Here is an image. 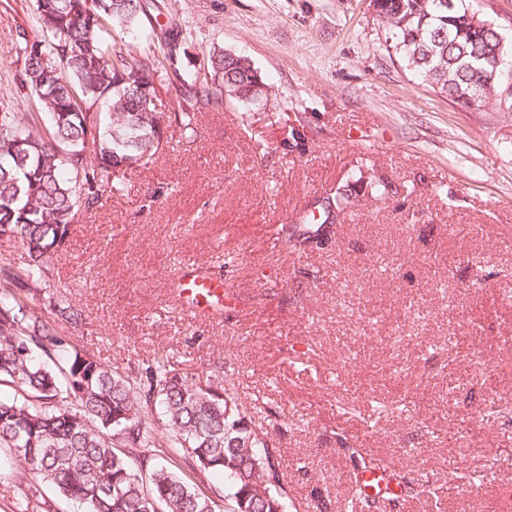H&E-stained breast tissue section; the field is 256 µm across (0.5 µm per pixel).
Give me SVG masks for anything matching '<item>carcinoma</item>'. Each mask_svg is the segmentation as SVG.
Instances as JSON below:
<instances>
[{
	"label": "carcinoma",
	"instance_id": "cac0c4a2",
	"mask_svg": "<svg viewBox=\"0 0 512 512\" xmlns=\"http://www.w3.org/2000/svg\"><path fill=\"white\" fill-rule=\"evenodd\" d=\"M386 41L409 70L453 101L481 102L512 83V51L472 0H375ZM140 0H34L33 34H18L19 86L37 112H0V447L29 466L32 496L43 484L84 506L82 512H216L215 501L167 465L179 448L192 473L224 476L231 512H288L279 462L248 420L236 382L207 387L172 368L160 353L129 379L87 352L28 305L29 283L49 272L74 217L107 191L118 173L159 151L163 122L140 89L166 74L173 52L144 63L114 49L113 32L136 21ZM260 77L249 61L224 72L215 50L200 68L175 72L181 124L224 107V84ZM345 186L328 209L307 216L325 224L347 207ZM30 263L13 267V251ZM50 314L68 324L78 314L69 294L48 291ZM166 417L151 419L152 406Z\"/></svg>",
	"mask_w": 512,
	"mask_h": 512
}]
</instances>
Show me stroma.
<instances>
[{
	"instance_id": "stroma-1",
	"label": "stroma",
	"mask_w": 512,
	"mask_h": 512,
	"mask_svg": "<svg viewBox=\"0 0 512 512\" xmlns=\"http://www.w3.org/2000/svg\"><path fill=\"white\" fill-rule=\"evenodd\" d=\"M116 48L186 65L248 59L263 101L178 119L163 149L76 216L46 282L80 313L72 345L129 377L154 352L200 384L228 373L293 502L345 512L359 462L440 486L430 512H512V100L468 107L385 44L374 0H144ZM32 0H0V101ZM305 127L288 145L285 116ZM384 178L388 195L371 182ZM328 238L298 217L340 185ZM222 271L234 304L192 316L179 271ZM30 475L0 450V512Z\"/></svg>"
}]
</instances>
